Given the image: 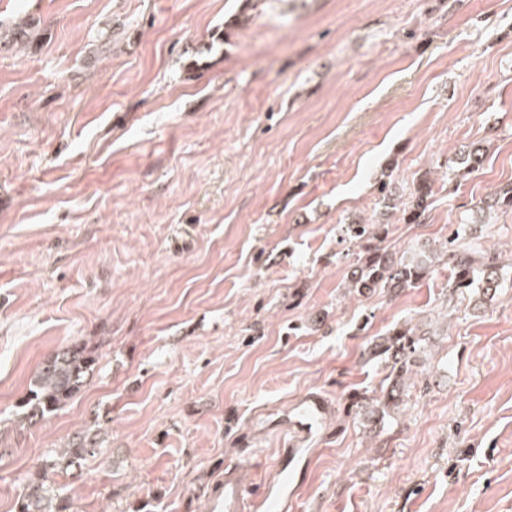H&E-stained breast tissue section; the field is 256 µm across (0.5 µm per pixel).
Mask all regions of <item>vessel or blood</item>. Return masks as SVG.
<instances>
[{"label":"vessel or blood","mask_w":512,"mask_h":512,"mask_svg":"<svg viewBox=\"0 0 512 512\" xmlns=\"http://www.w3.org/2000/svg\"><path fill=\"white\" fill-rule=\"evenodd\" d=\"M287 493V478L254 491L245 487L231 466L224 473V483L213 501L212 512H281L280 500Z\"/></svg>","instance_id":"b4317fda"}]
</instances>
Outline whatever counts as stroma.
Here are the masks:
<instances>
[{"mask_svg":"<svg viewBox=\"0 0 512 512\" xmlns=\"http://www.w3.org/2000/svg\"><path fill=\"white\" fill-rule=\"evenodd\" d=\"M0 512L78 432L52 479L70 512H210L224 469L260 485L297 441L288 512H512V267L447 301L449 270L348 291L341 228L388 222L398 254L461 220L512 258V0H0ZM489 141L478 170L447 162ZM431 171L422 224L385 210ZM417 323L407 403L364 427L372 339ZM99 360L34 426L47 356ZM328 413L308 436L305 398Z\"/></svg>","mask_w":512,"mask_h":512,"instance_id":"35a3bbf8","label":"stroma"}]
</instances>
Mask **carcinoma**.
<instances>
[{"label":"carcinoma","mask_w":512,"mask_h":512,"mask_svg":"<svg viewBox=\"0 0 512 512\" xmlns=\"http://www.w3.org/2000/svg\"><path fill=\"white\" fill-rule=\"evenodd\" d=\"M33 36V25L0 32V45L7 42L27 40ZM486 153L481 143L472 144L464 152L461 163L467 172L480 167ZM434 179L431 174H422L410 190L408 202L402 208L403 220L407 224H423L433 194ZM488 209L512 211V184L495 192ZM343 240L353 246L349 287L360 293L364 289L386 288L399 291L411 288L428 278L430 265L396 256L388 240L385 223L367 224L358 222L342 227ZM481 254V246L470 237L468 224L457 225L452 234L442 243L440 254L450 266L448 279L449 299H461L472 288L485 291L500 287L503 267L496 258L482 254L483 263L478 265L474 256ZM423 338L402 327H395L369 348L373 357L385 358L387 373L380 395L376 398L359 397L353 405L364 410L374 421L384 423L389 412L405 403L406 383L410 370L411 355L422 347ZM98 364L95 353L79 343L63 347L48 356L34 376L28 396L20 412V422L37 424L57 412L72 400L87 385L90 375ZM99 448L97 436L82 432L45 458L39 465L40 478L29 483L15 503L16 512H67L68 503L50 495L47 481L54 473L62 472L94 454Z\"/></svg>","instance_id":"obj_1"}]
</instances>
